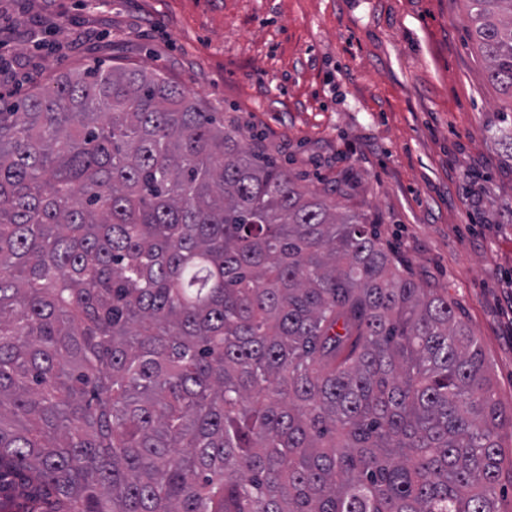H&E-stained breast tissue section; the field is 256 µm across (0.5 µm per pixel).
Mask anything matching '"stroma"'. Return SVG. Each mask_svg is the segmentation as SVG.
I'll use <instances>...</instances> for the list:
<instances>
[{"label": "stroma", "mask_w": 512, "mask_h": 512, "mask_svg": "<svg viewBox=\"0 0 512 512\" xmlns=\"http://www.w3.org/2000/svg\"><path fill=\"white\" fill-rule=\"evenodd\" d=\"M464 0H0V90L158 70L447 292L512 408V116Z\"/></svg>", "instance_id": "35a3bbf8"}]
</instances>
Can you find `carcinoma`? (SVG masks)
Instances as JSON below:
<instances>
[{
  "label": "carcinoma",
  "instance_id": "cac0c4a2",
  "mask_svg": "<svg viewBox=\"0 0 512 512\" xmlns=\"http://www.w3.org/2000/svg\"><path fill=\"white\" fill-rule=\"evenodd\" d=\"M508 427L448 294L159 72L0 95L9 512H497Z\"/></svg>",
  "mask_w": 512,
  "mask_h": 512
}]
</instances>
